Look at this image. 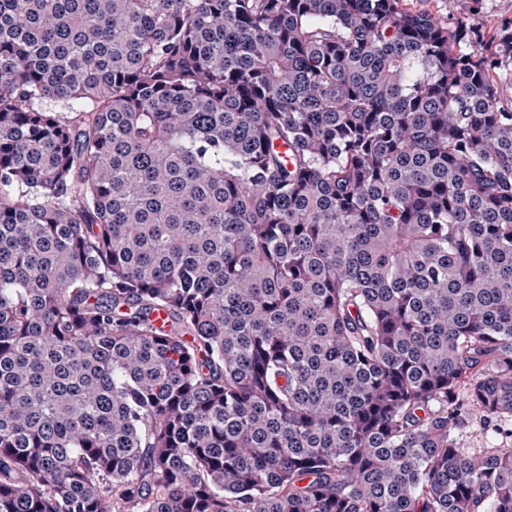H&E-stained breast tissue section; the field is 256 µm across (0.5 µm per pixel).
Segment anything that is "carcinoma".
Returning <instances> with one entry per match:
<instances>
[{"label": "carcinoma", "instance_id": "cac0c4a2", "mask_svg": "<svg viewBox=\"0 0 512 512\" xmlns=\"http://www.w3.org/2000/svg\"><path fill=\"white\" fill-rule=\"evenodd\" d=\"M465 38L0 0V512H512L457 436L512 434V33Z\"/></svg>", "mask_w": 512, "mask_h": 512}]
</instances>
